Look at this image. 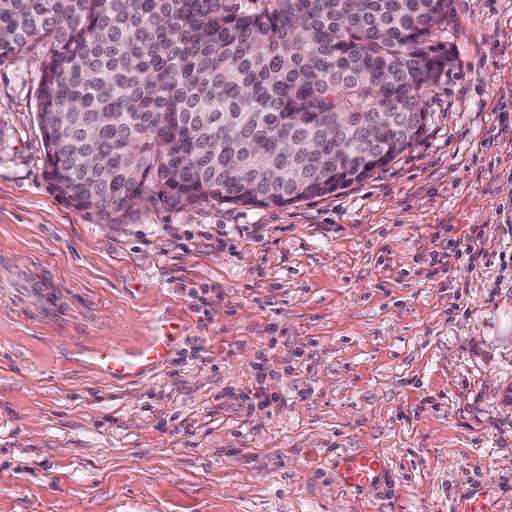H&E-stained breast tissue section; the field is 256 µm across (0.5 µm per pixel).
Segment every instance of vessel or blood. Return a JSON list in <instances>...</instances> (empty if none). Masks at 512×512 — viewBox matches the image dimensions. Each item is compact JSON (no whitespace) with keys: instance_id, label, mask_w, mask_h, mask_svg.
I'll return each mask as SVG.
<instances>
[{"instance_id":"b4317fda","label":"vessel or blood","mask_w":512,"mask_h":512,"mask_svg":"<svg viewBox=\"0 0 512 512\" xmlns=\"http://www.w3.org/2000/svg\"><path fill=\"white\" fill-rule=\"evenodd\" d=\"M179 340V327L172 321H160L151 327L147 341L133 354L121 353L109 344L97 346L92 356L96 364L112 378H121L136 370H149L170 358ZM385 476L379 456L361 453L343 456L339 462V479L343 486L366 491L378 486Z\"/></svg>"}]
</instances>
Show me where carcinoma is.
I'll list each match as a JSON object with an SVG mask.
<instances>
[{
  "label": "carcinoma",
  "instance_id": "obj_1",
  "mask_svg": "<svg viewBox=\"0 0 512 512\" xmlns=\"http://www.w3.org/2000/svg\"><path fill=\"white\" fill-rule=\"evenodd\" d=\"M453 0H0V65L49 45L53 192L101 224L146 196L285 207L368 179L453 65Z\"/></svg>",
  "mask_w": 512,
  "mask_h": 512
}]
</instances>
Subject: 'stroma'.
Here are the masks:
<instances>
[{"label":"stroma","instance_id":"obj_1","mask_svg":"<svg viewBox=\"0 0 512 512\" xmlns=\"http://www.w3.org/2000/svg\"><path fill=\"white\" fill-rule=\"evenodd\" d=\"M453 9L413 146L284 208L98 223L47 181V45L0 66V512H512V0ZM173 317L164 365H95ZM384 476V462L373 454L346 455L339 462L341 484L355 491H367L378 486Z\"/></svg>","mask_w":512,"mask_h":512}]
</instances>
